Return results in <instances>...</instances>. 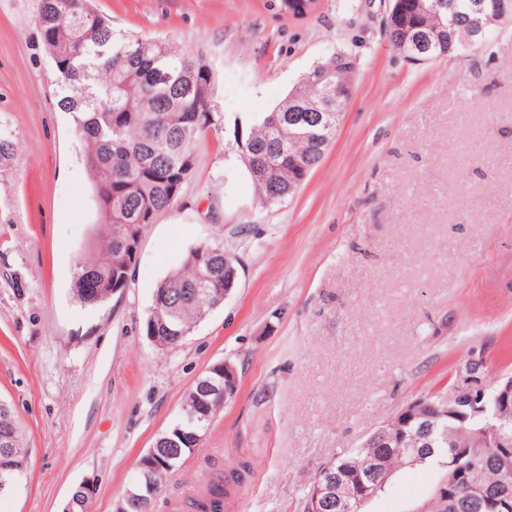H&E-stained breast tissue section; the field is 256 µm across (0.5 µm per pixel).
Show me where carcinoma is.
Masks as SVG:
<instances>
[{"mask_svg": "<svg viewBox=\"0 0 512 512\" xmlns=\"http://www.w3.org/2000/svg\"><path fill=\"white\" fill-rule=\"evenodd\" d=\"M420 8L408 9L400 20L386 28L393 49H398L408 31H438L434 59L457 56L478 39L471 24L477 0H418ZM36 21L61 87L58 106L72 114L82 142L101 215L92 254L75 267L73 293L83 305L101 306L112 290H123L129 281V263L122 248V229L135 224L146 232V218H158L182 194L191 180L197 147L212 124V72L199 54L163 42L142 39L112 28V22L93 9L89 0H38ZM319 65L337 68L344 85L355 82L349 54L334 51ZM302 98L324 95L312 82L299 81L290 91ZM336 108L324 113L323 122L310 136L288 138V99L260 117L247 139L238 146L261 208L281 204L293 197L288 187H299L322 161L336 136ZM236 267L234 255L224 241L209 237L198 242L182 263L167 273L154 293H163L154 311L147 313L144 331L170 338V348L223 302L213 294L224 287V271ZM469 421L445 417L429 436L419 425L408 434L383 445L370 436L354 451L334 460V471L347 475L379 455L391 474L411 465L410 457L422 455L425 463H439L455 452L454 443ZM14 435L22 447L12 411L0 404V432ZM467 452L484 461L478 484L490 496H512V457L502 456L493 443L479 442ZM249 472L239 464L225 474L212 466L207 496L191 499L192 512H223L229 482L239 483ZM432 512H484L461 491L457 500L444 503L434 498Z\"/></svg>", "mask_w": 512, "mask_h": 512, "instance_id": "cac0c4a2", "label": "carcinoma"}]
</instances>
